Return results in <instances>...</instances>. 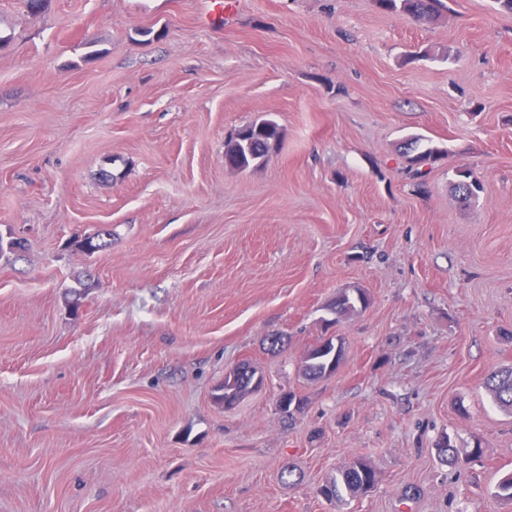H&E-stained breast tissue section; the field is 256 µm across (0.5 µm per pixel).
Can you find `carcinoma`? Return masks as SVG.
<instances>
[{"mask_svg":"<svg viewBox=\"0 0 512 512\" xmlns=\"http://www.w3.org/2000/svg\"><path fill=\"white\" fill-rule=\"evenodd\" d=\"M377 7L389 13H402L414 19L431 21L442 11L448 9L446 0H375ZM281 142V129L270 119L247 124L239 128L224 146V164L235 170H246L264 160ZM437 155V150L428 147L414 154H407V162L414 187L424 188L422 168ZM460 180L456 190L465 201L476 196L483 190L482 183L469 170L459 171ZM112 236L108 230H102L94 236L77 241V245L86 252L95 253L107 247L104 237ZM366 304V297L359 293L355 296L341 292L336 295L332 311L344 313L355 308V304ZM344 351V342L338 336H329L315 344L309 351L306 360V374L312 379L332 375L339 366ZM494 401L503 409L512 412V367L492 371L486 380ZM247 393V385L225 382L215 395L219 403L224 401H240ZM375 471L361 458L355 459L342 469L335 477L319 486L318 492L333 497L348 495L355 497L372 489Z\"/></svg>","mask_w":512,"mask_h":512,"instance_id":"obj_1","label":"carcinoma"}]
</instances>
